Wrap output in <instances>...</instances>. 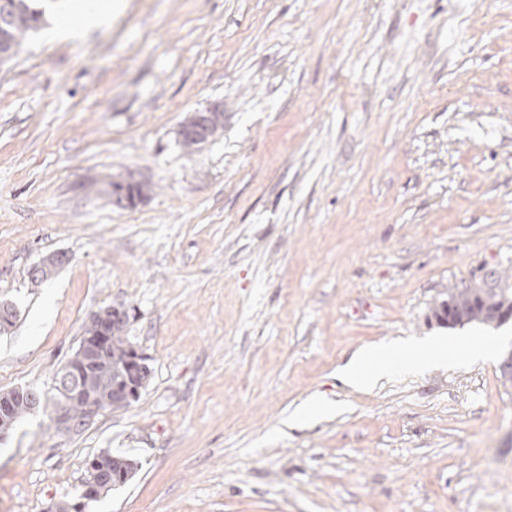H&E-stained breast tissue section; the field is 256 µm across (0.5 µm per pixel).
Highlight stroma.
<instances>
[{
  "label": "stroma",
  "instance_id": "1",
  "mask_svg": "<svg viewBox=\"0 0 512 512\" xmlns=\"http://www.w3.org/2000/svg\"><path fill=\"white\" fill-rule=\"evenodd\" d=\"M125 3L86 36L50 13L0 66V392H48L112 305L150 376L80 431L18 421L0 512L77 501L104 451L138 470L83 512H512V321L432 315L512 281V0ZM423 344L443 364L337 377ZM221 108L220 105L215 104L206 108L203 111L195 112L194 117L190 120V122L181 126L179 131L181 134H191L195 136L197 139H203L206 136L207 128L211 120H214L216 117H221ZM191 137H183L181 138V146L186 150H194L197 149L201 144H203L200 140H197ZM141 183V181L137 180L135 177L131 175L124 179L118 180V185L111 191V194L112 192H114L112 194L113 204L123 208H132L137 206L146 197L145 194H142L140 196H138L137 194H133L134 192L140 193L141 186L138 189L131 186L128 187V191L130 192V194H133L132 197L127 194L126 188L129 185H139ZM381 349H372L354 355L341 369L340 379L353 386H370L387 370Z\"/></svg>",
  "mask_w": 512,
  "mask_h": 512
}]
</instances>
